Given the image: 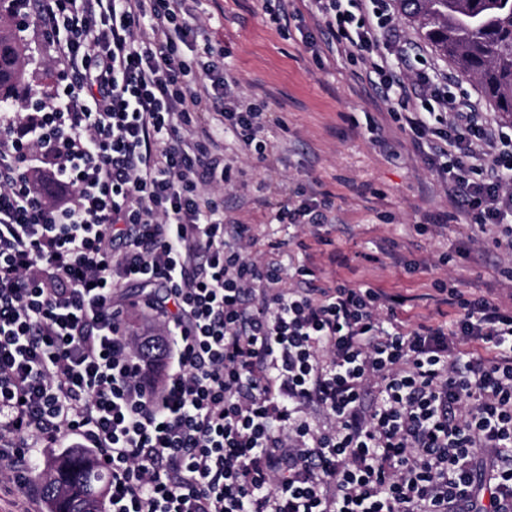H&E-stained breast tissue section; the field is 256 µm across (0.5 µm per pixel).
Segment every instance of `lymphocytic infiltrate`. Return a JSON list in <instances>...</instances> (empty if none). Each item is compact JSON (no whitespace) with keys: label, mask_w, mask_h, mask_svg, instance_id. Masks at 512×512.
<instances>
[{"label":"lymphocytic infiltrate","mask_w":512,"mask_h":512,"mask_svg":"<svg viewBox=\"0 0 512 512\" xmlns=\"http://www.w3.org/2000/svg\"><path fill=\"white\" fill-rule=\"evenodd\" d=\"M471 228L512 256V128L410 67L388 0H308ZM60 83L0 109V458L30 498L24 438L98 449L110 512H512V307L441 282L448 323L336 280L287 288L224 221L211 128L264 155V114L188 0H35ZM146 287L169 338L162 383L122 328L116 288ZM489 449L488 478L474 468Z\"/></svg>","instance_id":"lymphocytic-infiltrate-1"}]
</instances>
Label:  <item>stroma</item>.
<instances>
[{
    "label": "stroma",
    "instance_id": "1",
    "mask_svg": "<svg viewBox=\"0 0 512 512\" xmlns=\"http://www.w3.org/2000/svg\"><path fill=\"white\" fill-rule=\"evenodd\" d=\"M403 43L421 53L423 71L458 82L492 122L501 116L479 81L462 75L423 39L389 0ZM287 19L273 20L263 0H195L196 25L212 36L233 80L234 94L270 115L260 138L266 159L241 148L227 127L216 138L232 167L224 188V221L245 224L247 258L306 265L311 285L336 279L369 284L405 298L412 320L441 322L433 299L442 280L512 304V261L488 237L470 241L465 217L448 201L426 154L402 132L390 103L376 94L359 57L327 45L326 24L304 0H287ZM25 85L18 100L47 98L56 70L40 53L41 37L26 25ZM327 206V240L294 238L277 223L278 207L306 198ZM428 225L427 233L416 230ZM448 264H440L441 256Z\"/></svg>",
    "mask_w": 512,
    "mask_h": 512
}]
</instances>
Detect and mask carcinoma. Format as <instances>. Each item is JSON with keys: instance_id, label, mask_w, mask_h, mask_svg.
<instances>
[{"instance_id": "carcinoma-1", "label": "carcinoma", "mask_w": 512, "mask_h": 512, "mask_svg": "<svg viewBox=\"0 0 512 512\" xmlns=\"http://www.w3.org/2000/svg\"><path fill=\"white\" fill-rule=\"evenodd\" d=\"M22 0H0V101L25 81V44L15 17ZM433 47L480 81L497 111L512 118V0H399ZM45 512H106L108 477L95 451L52 453L39 475Z\"/></svg>"}]
</instances>
